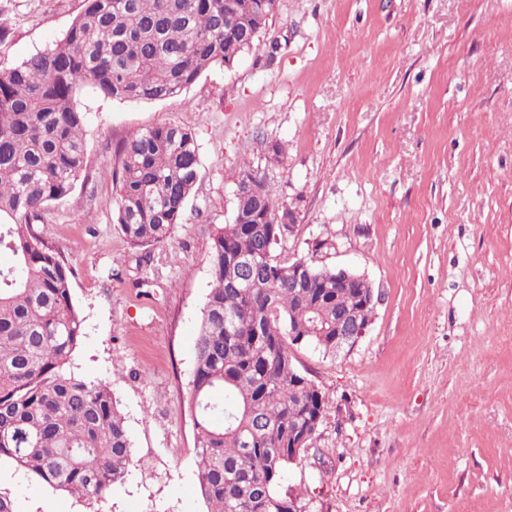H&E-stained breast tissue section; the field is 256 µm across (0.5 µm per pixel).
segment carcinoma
I'll return each instance as SVG.
<instances>
[{
	"instance_id": "1",
	"label": "carcinoma",
	"mask_w": 512,
	"mask_h": 512,
	"mask_svg": "<svg viewBox=\"0 0 512 512\" xmlns=\"http://www.w3.org/2000/svg\"><path fill=\"white\" fill-rule=\"evenodd\" d=\"M277 0H83L63 38L0 68V458L49 490L97 502L124 481L131 440L111 384L75 373L86 336L71 299L72 268L39 233L50 203L70 196L88 167L78 93L160 101L213 66L229 68L261 47ZM201 167L193 134L158 124L128 135L111 171L114 223L136 247L167 242L185 220ZM281 209L254 176L239 171L234 223L219 229L210 256L213 287L194 343L189 406L197 478L210 512H288L279 480L288 440L325 398L295 378L298 331L324 354L339 313L371 289L367 279L336 287V270L308 265L288 283L276 248L288 238ZM255 259L246 288L230 281ZM230 397L218 406L216 393Z\"/></svg>"
}]
</instances>
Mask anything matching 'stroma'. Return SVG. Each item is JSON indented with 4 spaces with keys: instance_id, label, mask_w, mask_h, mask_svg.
<instances>
[{
    "instance_id": "obj_1",
    "label": "stroma",
    "mask_w": 512,
    "mask_h": 512,
    "mask_svg": "<svg viewBox=\"0 0 512 512\" xmlns=\"http://www.w3.org/2000/svg\"><path fill=\"white\" fill-rule=\"evenodd\" d=\"M81 5L0 0V66L59 41ZM78 106L87 174L40 230L73 270L74 370L111 383L133 464L91 504L1 459L11 512H207L194 341L245 161L295 216L280 259L357 271L379 296L353 347L293 351L326 405L281 493L301 512H512V0H278L234 68ZM164 123L194 134L201 178L171 239L136 247L107 170Z\"/></svg>"
}]
</instances>
